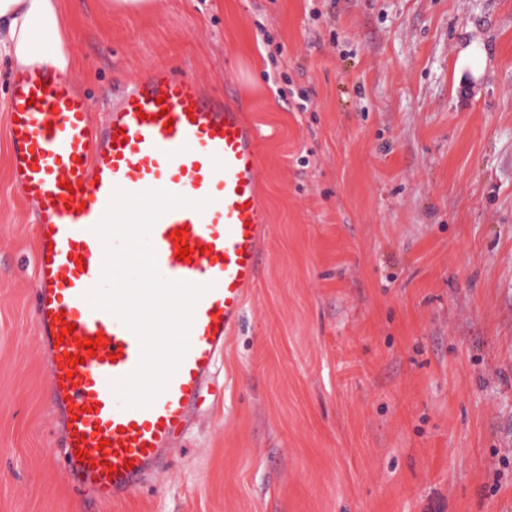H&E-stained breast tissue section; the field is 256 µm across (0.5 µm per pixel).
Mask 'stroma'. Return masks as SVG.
Instances as JSON below:
<instances>
[{"instance_id":"35a3bbf8","label":"stroma","mask_w":512,"mask_h":512,"mask_svg":"<svg viewBox=\"0 0 512 512\" xmlns=\"http://www.w3.org/2000/svg\"><path fill=\"white\" fill-rule=\"evenodd\" d=\"M96 119L169 66L261 130L222 398L114 510L66 476L0 64V512H512V0H65ZM266 37H259V30ZM479 45V77L459 65ZM311 107L289 110L292 91Z\"/></svg>"}]
</instances>
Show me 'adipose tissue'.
<instances>
[{"instance_id":"1","label":"adipose tissue","mask_w":512,"mask_h":512,"mask_svg":"<svg viewBox=\"0 0 512 512\" xmlns=\"http://www.w3.org/2000/svg\"><path fill=\"white\" fill-rule=\"evenodd\" d=\"M62 10L63 0H0V62L13 73L35 66L63 73L75 69Z\"/></svg>"}]
</instances>
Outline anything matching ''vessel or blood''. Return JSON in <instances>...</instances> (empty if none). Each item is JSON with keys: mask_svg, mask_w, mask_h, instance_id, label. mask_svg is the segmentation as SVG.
<instances>
[{"mask_svg": "<svg viewBox=\"0 0 512 512\" xmlns=\"http://www.w3.org/2000/svg\"><path fill=\"white\" fill-rule=\"evenodd\" d=\"M14 190L33 204L32 311L48 354L62 467L81 495L118 504L161 467L191 410L203 402L243 313L270 231L260 195V135L241 108L173 68L158 66L91 117L67 75L43 67L15 76L5 108ZM190 199L164 212L149 240L163 279L206 286L190 346L166 389L130 407L113 384L135 370L140 341L113 312L93 307L104 245L95 228L115 190ZM207 200L204 210L193 202ZM192 253L177 259V243ZM99 339L95 352L82 347Z\"/></svg>", "mask_w": 512, "mask_h": 512, "instance_id": "obj_1", "label": "vessel or blood"}]
</instances>
